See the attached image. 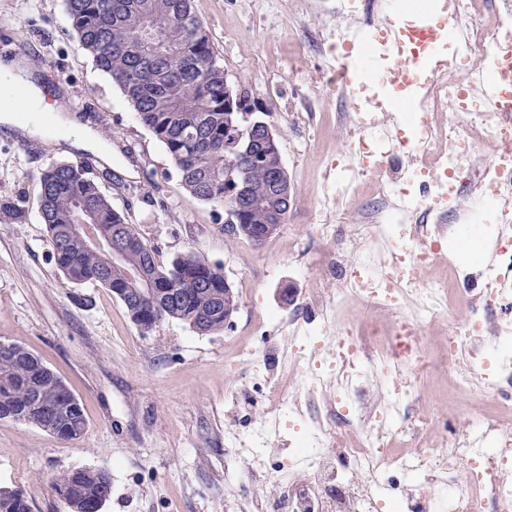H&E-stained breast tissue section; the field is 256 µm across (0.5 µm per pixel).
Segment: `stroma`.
<instances>
[{"label": "stroma", "instance_id": "obj_1", "mask_svg": "<svg viewBox=\"0 0 512 512\" xmlns=\"http://www.w3.org/2000/svg\"><path fill=\"white\" fill-rule=\"evenodd\" d=\"M301 9V0H200L225 71L272 124L296 189L287 224L256 245L225 234L223 209L183 190L164 147L82 49L63 0H0V38L24 41L30 67L56 86L43 91L46 102L62 99L78 123L112 133L107 164L90 151L50 146L46 129L22 137L0 127V196L22 197L27 211L22 223H0V342L38 354L87 418L85 433L66 446L34 425L0 421V487H26L31 512H65L50 488L64 466L110 473L103 512H239L252 493L224 476L225 423L244 431L262 411L263 395L245 380L237 356L276 340L275 329L252 330L264 315L296 312L282 288L303 298L322 273L329 250L312 244L314 225L348 223L352 207L371 204L364 193L328 217L317 211L324 160L345 145L336 138L335 94L304 83L312 59L291 39ZM319 96L327 105L308 120ZM79 159L160 261L191 250L221 265L239 299L231 326L201 335L166 320L144 334L106 288L61 281L37 206L38 176ZM230 389L239 402L228 409Z\"/></svg>", "mask_w": 512, "mask_h": 512}]
</instances>
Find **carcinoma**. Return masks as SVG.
I'll list each match as a JSON object with an SVG mask.
<instances>
[{
	"mask_svg": "<svg viewBox=\"0 0 512 512\" xmlns=\"http://www.w3.org/2000/svg\"><path fill=\"white\" fill-rule=\"evenodd\" d=\"M72 29L95 67L109 76L141 124L164 146L182 188L203 204L227 207L224 176L238 174L248 195L237 238L263 224H285L296 190L285 172L278 142L265 140V120L224 105L226 72L200 15L198 0H64ZM261 141L260 156L246 159L248 140ZM39 213L51 258L69 283L108 289L130 320L147 331L178 320L200 334L224 329V310L236 312L238 296L226 291L224 273L188 250L162 263L82 161H61L39 176ZM24 201L0 196V220L21 221ZM96 225L106 239L126 240L123 260L89 247L70 233L72 224ZM173 285L158 294L154 313L127 288L126 273ZM0 420L35 425L62 444L79 439L87 420L66 382L27 348L0 349ZM51 488L67 512H91L110 489L103 469L64 468ZM0 512H31L21 486L0 487Z\"/></svg>",
	"mask_w": 512,
	"mask_h": 512,
	"instance_id": "obj_1",
	"label": "carcinoma"
}]
</instances>
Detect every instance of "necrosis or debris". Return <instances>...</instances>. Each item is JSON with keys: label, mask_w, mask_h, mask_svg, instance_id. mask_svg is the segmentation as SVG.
Listing matches in <instances>:
<instances>
[{"label": "necrosis or debris", "mask_w": 512, "mask_h": 512, "mask_svg": "<svg viewBox=\"0 0 512 512\" xmlns=\"http://www.w3.org/2000/svg\"><path fill=\"white\" fill-rule=\"evenodd\" d=\"M384 8L338 0L335 38L322 40L313 67L344 103L336 132L346 145L335 164L345 178L318 205L355 203L367 187L379 204L348 224L316 225L337 244L340 286L314 284L297 313L274 319L276 342L242 352V368L270 393L250 431L225 427V466L240 483L276 486L284 512H512V252L497 249L512 238V113L482 94L493 58L512 82V0H452L451 66L428 80L412 134L360 112L343 80L345 48L379 26ZM482 144L496 147L497 162L480 156ZM487 197L497 225L470 241L485 257L473 292L457 263L435 269L453 239L448 211L473 222ZM352 302L363 310L356 320L343 315ZM454 308L457 323L447 320ZM440 376L447 408L481 411L445 423L446 408L426 399V383ZM287 435V458L249 468ZM417 484L429 494H415Z\"/></svg>", "instance_id": "obj_1"}]
</instances>
